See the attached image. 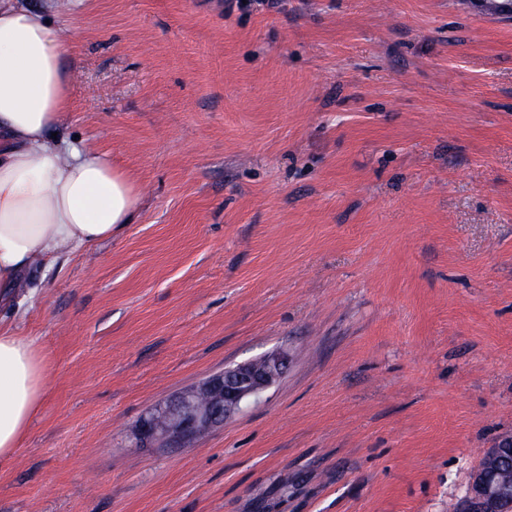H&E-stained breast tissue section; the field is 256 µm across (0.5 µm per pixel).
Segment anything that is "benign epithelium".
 <instances>
[{"mask_svg": "<svg viewBox=\"0 0 512 512\" xmlns=\"http://www.w3.org/2000/svg\"><path fill=\"white\" fill-rule=\"evenodd\" d=\"M288 368L282 351L226 368L146 414L135 432V444L186 447L208 429L224 423L258 397ZM512 457V435L503 436L473 471L457 512H512V477L502 469Z\"/></svg>", "mask_w": 512, "mask_h": 512, "instance_id": "obj_1", "label": "benign epithelium"}]
</instances>
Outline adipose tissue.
Segmentation results:
<instances>
[{
  "mask_svg": "<svg viewBox=\"0 0 512 512\" xmlns=\"http://www.w3.org/2000/svg\"><path fill=\"white\" fill-rule=\"evenodd\" d=\"M67 52L44 13L0 0V302L26 269L111 238L137 210V186L110 153L59 134L72 102ZM45 387L34 340L0 328V461L23 444Z\"/></svg>",
  "mask_w": 512,
  "mask_h": 512,
  "instance_id": "ef3b65f1",
  "label": "adipose tissue"
}]
</instances>
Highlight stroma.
I'll list each match as a JSON object with an SVG mask.
<instances>
[{
    "label": "stroma",
    "instance_id": "stroma-1",
    "mask_svg": "<svg viewBox=\"0 0 512 512\" xmlns=\"http://www.w3.org/2000/svg\"><path fill=\"white\" fill-rule=\"evenodd\" d=\"M68 140L138 216L0 325L47 387L0 512H452L512 435V17L477 0H60ZM272 351L186 448L155 406Z\"/></svg>",
    "mask_w": 512,
    "mask_h": 512
}]
</instances>
